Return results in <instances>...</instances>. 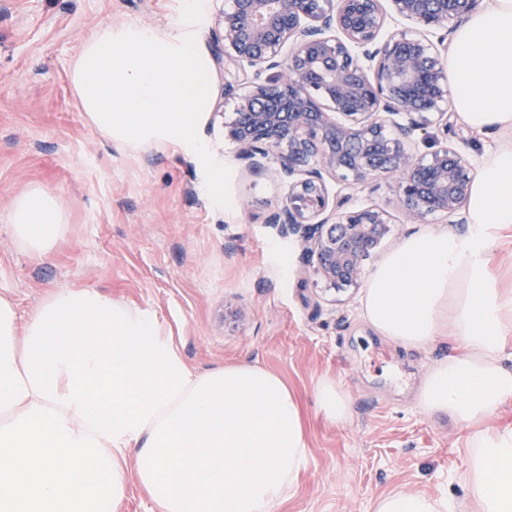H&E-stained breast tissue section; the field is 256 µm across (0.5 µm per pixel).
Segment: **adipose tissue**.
<instances>
[{
    "instance_id": "1",
    "label": "adipose tissue",
    "mask_w": 512,
    "mask_h": 512,
    "mask_svg": "<svg viewBox=\"0 0 512 512\" xmlns=\"http://www.w3.org/2000/svg\"><path fill=\"white\" fill-rule=\"evenodd\" d=\"M453 105L472 129L512 130V0H488L448 56ZM468 230L421 231L370 275L363 313L410 348L450 327L455 352L425 374L417 404L470 432L473 512H512V428L487 420L512 405V291L491 267L512 227V144L478 168ZM15 238L46 255L64 215L47 192L14 202ZM331 424L350 415L334 380L314 389ZM295 394L258 363L191 370L156 313L93 288H64L28 317L0 297V512H121L137 479L158 512H276L307 462ZM455 502L395 491L375 512H456Z\"/></svg>"
}]
</instances>
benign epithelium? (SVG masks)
I'll return each mask as SVG.
<instances>
[{"mask_svg": "<svg viewBox=\"0 0 512 512\" xmlns=\"http://www.w3.org/2000/svg\"><path fill=\"white\" fill-rule=\"evenodd\" d=\"M391 2L425 34L380 40L381 0H228L218 21L224 69H255L224 83L237 101L227 129L237 159L288 184L267 223L338 292L360 284L392 231L384 210L349 208V190L390 179L407 222L422 224L458 213L472 181L455 147L435 139L421 152L415 136L431 127L448 136V48L480 0Z\"/></svg>", "mask_w": 512, "mask_h": 512, "instance_id": "obj_1", "label": "benign epithelium"}]
</instances>
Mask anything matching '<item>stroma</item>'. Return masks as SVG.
Segmentation results:
<instances>
[{
  "mask_svg": "<svg viewBox=\"0 0 512 512\" xmlns=\"http://www.w3.org/2000/svg\"><path fill=\"white\" fill-rule=\"evenodd\" d=\"M0 0V296L20 316L50 293L93 287L153 311L187 364L198 371L242 361L279 375L300 402L308 461L278 512H374L392 491L464 502L466 428L424 414L421 380L452 354L450 331L414 349L365 320L363 288L322 290L300 250L267 222L288 188L236 157L224 134L234 104L213 33L225 0ZM191 33L207 64L211 93L198 133L232 172V206L212 203L197 156L167 142L108 143L92 130L70 73L82 44L104 27ZM505 139L456 122L454 144L478 165ZM52 195L65 230L38 257L14 238L8 215L23 192ZM353 206L385 209L394 226L365 262L373 271L413 233L394 182L355 190ZM346 391L348 420L320 416L314 386Z\"/></svg>",
  "mask_w": 512,
  "mask_h": 512,
  "instance_id": "35a3bbf8",
  "label": "stroma"
}]
</instances>
